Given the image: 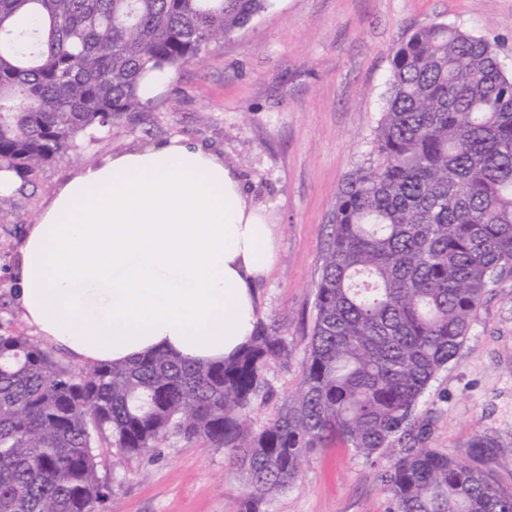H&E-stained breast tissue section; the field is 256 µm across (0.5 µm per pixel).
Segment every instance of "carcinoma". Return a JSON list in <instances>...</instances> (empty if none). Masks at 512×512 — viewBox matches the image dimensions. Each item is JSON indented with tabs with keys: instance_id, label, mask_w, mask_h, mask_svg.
<instances>
[{
	"instance_id": "cac0c4a2",
	"label": "carcinoma",
	"mask_w": 512,
	"mask_h": 512,
	"mask_svg": "<svg viewBox=\"0 0 512 512\" xmlns=\"http://www.w3.org/2000/svg\"><path fill=\"white\" fill-rule=\"evenodd\" d=\"M267 2L0 0V169L70 160L144 110L146 73L203 59ZM373 153L331 214L304 384L260 430L267 365L291 357L274 323L221 362L158 351L88 370L0 334V512H96L100 449L140 457L172 438L224 449L255 503L335 438L389 456L388 512H512V488L431 447L417 411L512 271V75L493 45L433 22L395 46ZM496 447L479 437L469 455Z\"/></svg>"
}]
</instances>
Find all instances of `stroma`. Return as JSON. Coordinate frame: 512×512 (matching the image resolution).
Returning <instances> with one entry per match:
<instances>
[{"mask_svg":"<svg viewBox=\"0 0 512 512\" xmlns=\"http://www.w3.org/2000/svg\"><path fill=\"white\" fill-rule=\"evenodd\" d=\"M432 22L495 42L512 72V0H270L247 27L210 46L203 62L174 71L139 119L85 148L94 163L133 145L188 139L235 163L249 202L264 210L277 258L255 285L258 310L262 321L278 322L292 356L269 363L273 393L251 413L253 428L303 383L336 196L347 174L375 158L392 48ZM82 162L20 175L22 190L0 223V334L35 333L13 298L15 246ZM418 410L433 421L432 446L457 458L474 438H496L487 466L512 487V275L486 293L458 355ZM386 467L385 457L368 460L336 443L315 449L259 512H388ZM99 473L112 488L100 512H238L247 497L223 450L174 439L151 458L102 449Z\"/></svg>","mask_w":512,"mask_h":512,"instance_id":"obj_1","label":"stroma"}]
</instances>
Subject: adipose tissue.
I'll return each mask as SVG.
<instances>
[{
  "instance_id": "adipose-tissue-1",
  "label": "adipose tissue",
  "mask_w": 512,
  "mask_h": 512,
  "mask_svg": "<svg viewBox=\"0 0 512 512\" xmlns=\"http://www.w3.org/2000/svg\"><path fill=\"white\" fill-rule=\"evenodd\" d=\"M272 230L236 168L181 138L79 168L21 239L23 316L87 365L164 351L214 362L258 321Z\"/></svg>"
}]
</instances>
